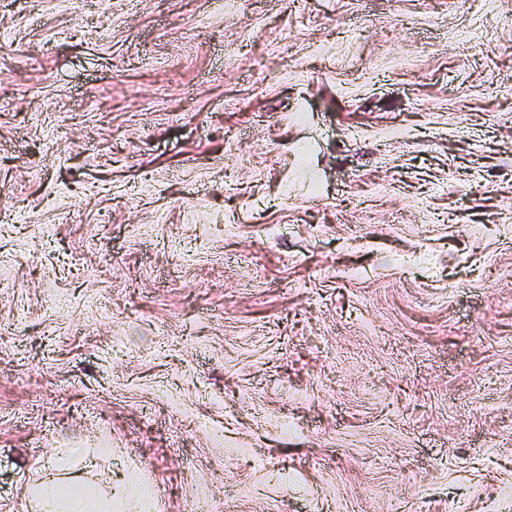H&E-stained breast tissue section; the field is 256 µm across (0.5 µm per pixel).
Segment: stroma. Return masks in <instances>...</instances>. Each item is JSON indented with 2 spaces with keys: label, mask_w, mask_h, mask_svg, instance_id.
Here are the masks:
<instances>
[{
  "label": "stroma",
  "mask_w": 512,
  "mask_h": 512,
  "mask_svg": "<svg viewBox=\"0 0 512 512\" xmlns=\"http://www.w3.org/2000/svg\"><path fill=\"white\" fill-rule=\"evenodd\" d=\"M51 475L503 512L512 0H0V512Z\"/></svg>",
  "instance_id": "obj_1"
}]
</instances>
